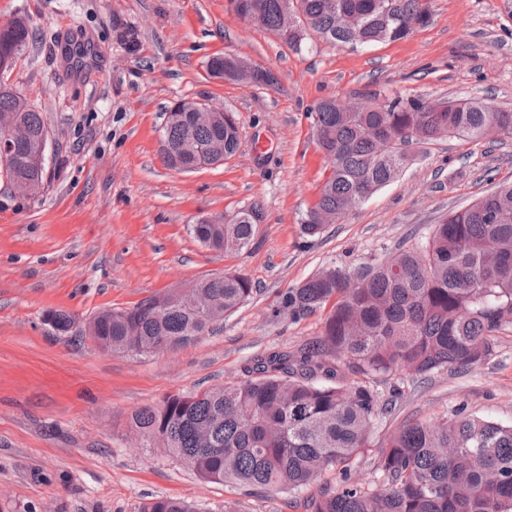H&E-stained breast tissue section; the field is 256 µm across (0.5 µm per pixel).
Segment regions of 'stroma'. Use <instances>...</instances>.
Masks as SVG:
<instances>
[{"mask_svg": "<svg viewBox=\"0 0 512 512\" xmlns=\"http://www.w3.org/2000/svg\"><path fill=\"white\" fill-rule=\"evenodd\" d=\"M431 8L408 39L354 49L316 37L298 54L228 0H0V26L22 18L35 34L9 83L49 129L42 188L16 195L0 184V512H139L159 496L197 512H224L228 502L237 512H290L287 494L245 495L143 447L127 418L166 394L239 380L250 358L313 340L325 314L292 317L288 289L323 267H355L424 239L444 213L512 179V140L415 145L397 179L319 235L303 230L326 167L310 116L320 100L377 92L512 108V0ZM73 39L94 48L83 78L61 54ZM224 54L271 70L277 86L212 78L207 63ZM202 99L235 114L238 150L215 167L171 170L159 155L167 109ZM254 204L264 221L242 252L224 256L190 232ZM227 271L247 276L253 296L217 332L174 350L115 355L42 319L62 309L82 325ZM374 386L390 402L378 443L461 406L512 424V333L468 370Z\"/></svg>", "mask_w": 512, "mask_h": 512, "instance_id": "35a3bbf8", "label": "stroma"}]
</instances>
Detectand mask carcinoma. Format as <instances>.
Masks as SVG:
<instances>
[{"mask_svg": "<svg viewBox=\"0 0 512 512\" xmlns=\"http://www.w3.org/2000/svg\"><path fill=\"white\" fill-rule=\"evenodd\" d=\"M237 15L257 11L265 28L300 52L312 35L331 43L372 45L408 38L430 23L431 0H230ZM360 18L351 28L347 20ZM22 18L0 27V129L25 125L31 138L0 151V177L24 179L40 190L46 120L8 84L29 43ZM215 78L275 85L274 74L245 73L232 55L208 62ZM316 144L329 172L303 228L321 233L320 217H344L393 181L412 161L408 146L444 137L463 142L512 138V110L473 99L366 96L359 112H340L334 99L311 111ZM204 145L219 140L236 153L240 129L231 112L209 125L168 109L160 156L175 168L173 152L188 133ZM260 207L238 211L233 223L202 220L191 232L226 254L248 247L262 222ZM194 288L215 301L199 315L174 293L154 294L126 309L98 312L82 336L113 354L151 355L193 343L254 293L248 277L227 272ZM295 317L327 310L321 336L300 349L252 358L246 379L192 394H170L131 413L128 426L147 448L206 481L246 491L288 492L304 512H512V425L455 409L436 421L405 425L378 447L381 485L352 478L355 458L374 447L382 414L374 378L402 373L425 380L448 367L471 368L494 353L496 336L512 331V182L474 204L445 215L426 240L355 268L330 265L283 297ZM46 324L68 334L76 318L46 312ZM326 471L338 474L303 501L293 493ZM141 512H195L185 501L156 497Z\"/></svg>", "mask_w": 512, "mask_h": 512, "instance_id": "carcinoma-1", "label": "carcinoma"}]
</instances>
